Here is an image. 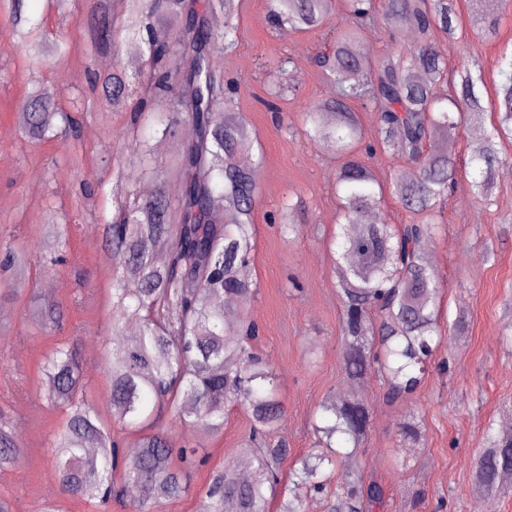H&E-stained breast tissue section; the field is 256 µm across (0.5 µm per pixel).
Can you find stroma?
Returning a JSON list of instances; mask_svg holds the SVG:
<instances>
[{
  "mask_svg": "<svg viewBox=\"0 0 512 512\" xmlns=\"http://www.w3.org/2000/svg\"><path fill=\"white\" fill-rule=\"evenodd\" d=\"M89 8L88 0H78L71 10L51 12L45 0H29V15L43 19L51 33L65 35L72 46L67 60L49 56L34 68L11 48L7 16L0 12V241L44 242L50 224L66 225L69 239L66 265L54 270L31 265L8 281L12 299L0 301L7 312L0 319V411L11 417L26 452L18 467L0 472V499L10 512H35L39 505L99 512L61 487L52 441L64 415L48 403L42 386L43 364L54 347L78 341L89 397L106 410L118 262L101 230L112 218L113 170L122 169L133 193L146 181L129 163L143 140L130 131V112L100 111L86 80V62L103 57L88 32ZM268 9L269 0H241L237 44L222 53L213 70L237 83V94L224 107L245 123L265 157L249 267L259 294L248 315L261 330L258 350L280 378L285 415L272 439L289 446L279 465L285 479L312 446L311 422L320 402L348 384L341 361V300L328 242L338 209L337 159L304 138L299 104L328 97L330 86L315 55L332 46L351 17L349 0H335L322 25L284 34L271 28ZM442 48L452 67L465 58L481 60L482 104L486 113H494L502 81L497 60L512 52V7L502 14L495 39L469 31L444 41ZM283 56L298 65L291 86L278 69ZM33 76L62 104L81 108L77 137L45 143L25 138L17 115ZM470 182L469 174L457 171L439 226L425 244L439 275L443 313L450 321L466 316V336L440 344L421 389L396 407L385 405L377 375H366L354 389L373 406L372 426L364 452L337 472L355 466L382 481L386 502L378 512H512V478L504 477L507 493L490 503L474 491L470 467L488 432L512 429V168L497 178L490 205L469 194ZM289 200L297 204L293 222L299 227L290 240L269 222ZM35 291L63 306L60 326L43 335L23 316V305ZM407 415L417 417L422 428L414 456L405 454L396 432ZM250 425L243 408L228 407L223 431L204 442L210 464L194 476L193 487L204 486L213 470L236 461Z\"/></svg>",
  "mask_w": 512,
  "mask_h": 512,
  "instance_id": "obj_1",
  "label": "stroma"
}]
</instances>
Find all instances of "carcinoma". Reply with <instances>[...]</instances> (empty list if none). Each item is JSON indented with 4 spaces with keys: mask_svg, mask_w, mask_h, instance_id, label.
Segmentation results:
<instances>
[{
    "mask_svg": "<svg viewBox=\"0 0 512 512\" xmlns=\"http://www.w3.org/2000/svg\"><path fill=\"white\" fill-rule=\"evenodd\" d=\"M25 2L0 0V10L11 20L12 47L32 63L48 52L69 56V40L59 35L48 41L44 22L26 14ZM117 2L121 8L115 13L107 0H97L90 10V33L102 48L130 47L145 59L147 69L131 75L115 59L112 71L101 73L87 62L103 110L122 112L135 95L132 126L142 122L152 137L166 138L187 121L195 136L182 143L163 171L153 164L148 138L135 160L149 177L176 180V196L163 188L144 199L131 197L121 185L113 191L114 213L104 225L105 242L119 263L106 366L110 420L87 398L76 343L54 349L43 367L47 397L65 413L53 441L59 480L68 495L96 506L122 503L132 492L131 512H162L167 502L190 492L191 476L210 459L203 441L224 429L225 408L237 403L253 422L237 449L238 456L251 462V475L242 479L233 463H225L198 491L197 512H270L280 483L278 460L288 449L282 442L271 444L269 436L285 410L278 373L254 348L259 330L247 309L258 288L243 274L251 263V217L263 156L253 153V138L243 122L224 111L223 84L208 65L209 56L234 42L232 20L239 0ZM478 2L470 26L492 40L500 13L512 0ZM455 5L456 0H351L353 24L337 35L329 54L317 59L332 95L303 109L305 136L340 160L335 184L342 367L351 384L369 372L377 374L389 405L420 389L443 337L461 336L466 329L460 316L442 330L438 275L427 264L422 243L434 233L437 205L456 173L448 140L484 112L478 88L483 66L471 58L450 71L441 46L426 43L405 53L392 40L366 72L358 47L379 9L393 33L436 28L452 40L458 28ZM332 7L333 0H271L270 12L279 28L308 30L322 25ZM218 11L224 13L221 30L209 25V15ZM498 66L504 76L497 92L499 108L482 139L469 147L472 187L484 202L490 201L496 176L506 164L500 146L512 142V55L500 57ZM444 83L450 89L442 94L438 89ZM164 102L171 111H157ZM358 104L378 112L376 140L368 144L354 109ZM21 108L25 136L32 141L75 136L80 130V119L47 96L36 79L30 81ZM434 134L442 135L443 142L431 144ZM379 151L406 160L408 168L395 173L390 193L418 217L413 223L367 220L380 197L365 158ZM220 208L228 210L224 224L212 220ZM67 247L62 227L46 250L34 252L15 239L1 241L0 271H21L31 258L41 267L58 265ZM222 298L238 302L240 314L231 324L217 304ZM25 308L31 326L42 334L56 329L63 317L57 301L40 295ZM130 318L141 325L132 338L122 332ZM165 407L195 438L176 442L154 429ZM319 409L323 425L315 426V447L298 459L294 490L277 512H305L308 496L329 495L325 471H335L342 459L357 456L363 447L372 418L368 403L332 396ZM114 423L136 436V453H128L127 440L113 434ZM398 432L416 448L418 422L404 419ZM24 454L12 424L0 416V470L16 467ZM506 471H512V434L490 432L488 446L475 462V483L492 492ZM334 495L327 512H372L383 504L386 490L364 472L349 471Z\"/></svg>",
    "mask_w": 512,
    "mask_h": 512,
    "instance_id": "obj_1",
    "label": "carcinoma"
}]
</instances>
